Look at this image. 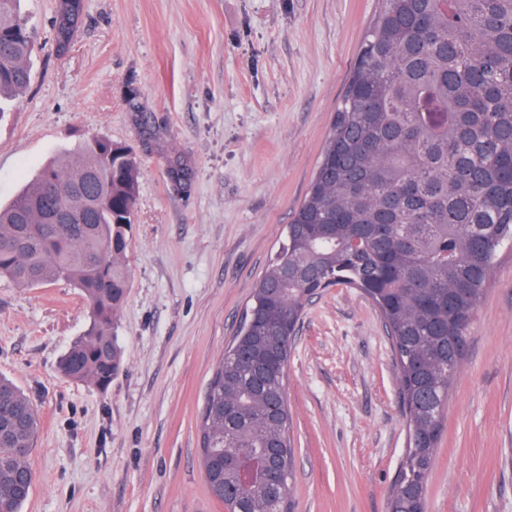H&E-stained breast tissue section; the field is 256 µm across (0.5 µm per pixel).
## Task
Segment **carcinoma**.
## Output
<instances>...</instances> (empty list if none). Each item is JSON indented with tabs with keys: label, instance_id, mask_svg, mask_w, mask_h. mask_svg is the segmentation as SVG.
<instances>
[{
	"label": "carcinoma",
	"instance_id": "1",
	"mask_svg": "<svg viewBox=\"0 0 512 512\" xmlns=\"http://www.w3.org/2000/svg\"><path fill=\"white\" fill-rule=\"evenodd\" d=\"M19 0H0V116L31 80L34 38ZM305 196L256 282L202 410V467L227 512H290L241 470L271 446L291 483L287 352L313 298L359 290L378 310L408 430L386 512L426 502L468 322L501 247L512 242V0H378ZM138 156L94 138L62 151L0 205V277L23 288L64 279L88 302L66 378L101 390L121 367L112 324ZM40 416L0 378V512H20Z\"/></svg>",
	"mask_w": 512,
	"mask_h": 512
}]
</instances>
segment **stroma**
Returning <instances> with one entry per match:
<instances>
[{
    "instance_id": "stroma-1",
    "label": "stroma",
    "mask_w": 512,
    "mask_h": 512,
    "mask_svg": "<svg viewBox=\"0 0 512 512\" xmlns=\"http://www.w3.org/2000/svg\"><path fill=\"white\" fill-rule=\"evenodd\" d=\"M57 0H21L31 83L0 116V203L93 136L140 160L105 390L58 364L90 321L76 288L0 279V376L40 433L22 512H224L200 462L204 397L293 212L378 0H85L57 55ZM137 93L164 133L144 144ZM194 176L174 190L164 152ZM294 512H386L407 448L396 364L377 309L335 286L308 306L287 368ZM428 512H512V247H502L448 397Z\"/></svg>"
}]
</instances>
